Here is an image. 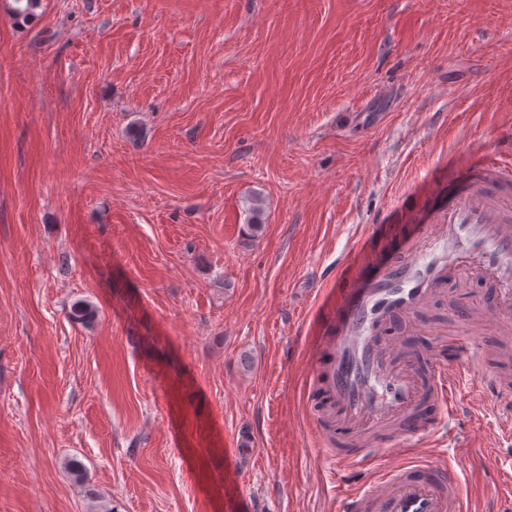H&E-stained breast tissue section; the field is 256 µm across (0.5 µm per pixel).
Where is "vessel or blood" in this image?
<instances>
[{"instance_id":"obj_1","label":"vessel or blood","mask_w":512,"mask_h":512,"mask_svg":"<svg viewBox=\"0 0 512 512\" xmlns=\"http://www.w3.org/2000/svg\"><path fill=\"white\" fill-rule=\"evenodd\" d=\"M354 262L347 256L336 267V321L316 346L327 361L311 372L343 418L368 434L347 449L324 440L337 512H468L449 452L436 442L438 428L421 421L419 410L430 402L437 414L453 415L463 389L496 397L507 389L495 375L476 373L481 347L473 335L457 337L455 368L430 365L428 382H421L390 326L414 318L447 279L474 271L491 286L469 327L512 316V162L478 155L444 207L419 215L400 255L387 258L374 278L352 280ZM384 446L390 452L383 459ZM414 448L420 459L410 458Z\"/></svg>"}]
</instances>
